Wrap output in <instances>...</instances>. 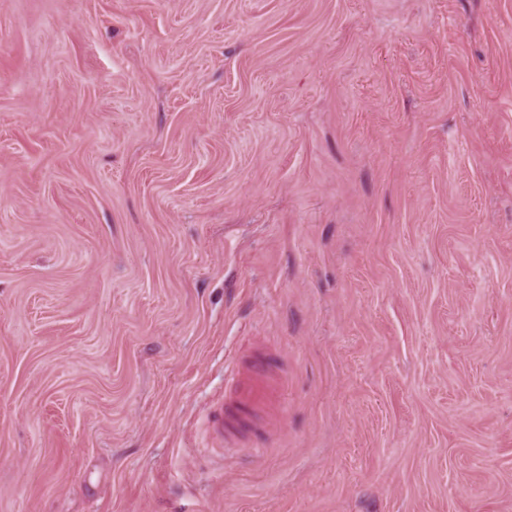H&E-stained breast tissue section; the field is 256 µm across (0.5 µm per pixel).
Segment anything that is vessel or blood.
<instances>
[{
  "label": "vessel or blood",
  "mask_w": 512,
  "mask_h": 512,
  "mask_svg": "<svg viewBox=\"0 0 512 512\" xmlns=\"http://www.w3.org/2000/svg\"><path fill=\"white\" fill-rule=\"evenodd\" d=\"M274 377L272 361L264 355L237 366L234 387L225 405L217 406L212 415L211 429L216 438H233V420L239 410L257 407L269 401Z\"/></svg>",
  "instance_id": "vessel-or-blood-1"
}]
</instances>
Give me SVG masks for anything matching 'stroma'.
I'll return each mask as SVG.
<instances>
[{"instance_id": "1", "label": "stroma", "mask_w": 512, "mask_h": 512, "mask_svg": "<svg viewBox=\"0 0 512 512\" xmlns=\"http://www.w3.org/2000/svg\"><path fill=\"white\" fill-rule=\"evenodd\" d=\"M0 512H512V0H0ZM235 367L234 387L226 398V410L225 401L220 402L211 420L212 432L223 442L225 438L235 437L233 420L239 410L258 407L270 400L275 377L272 361L265 355L254 357L245 365L236 363Z\"/></svg>"}]
</instances>
